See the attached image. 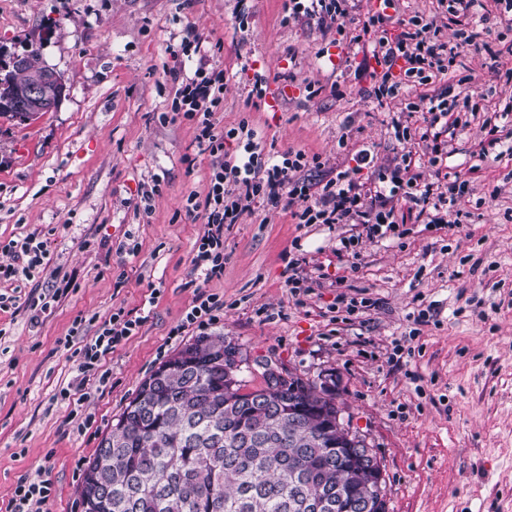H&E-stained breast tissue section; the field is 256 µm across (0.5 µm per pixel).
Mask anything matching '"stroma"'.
<instances>
[{
    "mask_svg": "<svg viewBox=\"0 0 512 512\" xmlns=\"http://www.w3.org/2000/svg\"><path fill=\"white\" fill-rule=\"evenodd\" d=\"M0 0V47L38 49L59 73L58 107L19 123L0 121V246L48 235L65 294L41 325L24 300L33 283L0 280V508L20 475L49 468L53 512H81L89 460L138 385L195 332L171 338L193 297L192 269L203 226L186 213L189 191H205L211 164L198 154L194 126L171 119V105L195 62L175 66L186 23H195L208 66L229 81L214 119L258 132L265 150H302L318 166L297 173L319 183L374 145L379 163L404 153L387 125L400 102L364 96L354 72L361 55L331 44L315 25L289 21L285 0ZM490 105L512 98L487 54L464 50ZM288 74L278 111L254 106L255 73ZM478 126L457 134L449 172L470 175L457 224L400 225L399 235L336 248L346 224L293 223L256 200L224 231V274L207 283L224 316L207 328L244 355L284 371L340 378L353 430L381 461L388 512H512V156L479 160ZM158 184L151 214L137 211L141 185ZM499 186L497 196L488 189ZM133 237L137 255L116 253ZM301 244L321 277L307 306L296 305L282 271ZM357 301L336 309L337 295ZM148 312L136 336L107 359L112 376L90 409L88 436L70 432L53 397L76 374L57 343L76 317ZM427 310L423 322L414 314Z\"/></svg>",
    "mask_w": 512,
    "mask_h": 512,
    "instance_id": "35a3bbf8",
    "label": "stroma"
}]
</instances>
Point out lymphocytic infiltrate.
Returning a JSON list of instances; mask_svg holds the SVG:
<instances>
[{
    "label": "lymphocytic infiltrate",
    "instance_id": "f902f5d3",
    "mask_svg": "<svg viewBox=\"0 0 512 512\" xmlns=\"http://www.w3.org/2000/svg\"><path fill=\"white\" fill-rule=\"evenodd\" d=\"M393 0H383L382 9L367 13L354 32H347V0H288V16L317 20L325 31L336 32L341 43L371 53L376 66L370 74L368 96L375 99H406L410 87L440 81L455 66L463 48L489 51L486 40L491 29L487 16L481 15L483 0H437L429 19L414 15L396 21L399 31L389 35L391 21L387 8ZM453 28L454 38L442 40L440 33ZM225 72L198 66L193 78L175 93V116L193 122L199 153L209 154L214 162L206 193L190 191L185 198L187 213L200 218L204 229L197 241L191 263L203 281L224 273V227L237 223L255 200L266 201L272 208L288 211L294 223L355 224L371 240L386 238L396 225L415 221L440 225L460 205L468 192L467 180L444 171L448 146L457 132L472 122H480L487 135L488 149L500 145L498 125L480 118L479 103L485 95L471 89L459 94L454 87L440 89L433 95H419L407 101L405 117L391 121L398 142H414L426 151V165H417L412 153L402 154L393 166L379 169L373 146L362 145L353 155L354 166L337 171L335 177L320 186L296 179L295 174L310 164L301 150L264 153L255 130L246 124L221 132L214 115L224 99ZM233 140V151H225V140ZM375 168L376 185H368L362 170ZM8 264H0V279H32L51 263L46 241L36 235L9 243ZM224 312V299L202 289H195L174 335L190 329H204L216 323ZM146 318L125 310L113 312L108 320L88 331L85 318H76L60 346L71 351L77 375L73 383L61 388L59 397L67 411V422L74 433L84 434L95 421L86 404L90 398L89 380L106 386L111 373L106 358L131 336L137 335ZM54 483L50 469L21 475L8 503V512H51Z\"/></svg>",
    "mask_w": 512,
    "mask_h": 512
}]
</instances>
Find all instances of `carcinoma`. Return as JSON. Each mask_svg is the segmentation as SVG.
<instances>
[{
  "label": "carcinoma",
  "instance_id": "carcinoma-1",
  "mask_svg": "<svg viewBox=\"0 0 512 512\" xmlns=\"http://www.w3.org/2000/svg\"><path fill=\"white\" fill-rule=\"evenodd\" d=\"M27 66L0 71V118L38 116L10 105L47 66L38 51ZM237 345L199 336L138 386L93 460H103L95 512H386V482L355 465L335 393L292 374L273 386L234 390L224 362Z\"/></svg>",
  "mask_w": 512,
  "mask_h": 512
}]
</instances>
